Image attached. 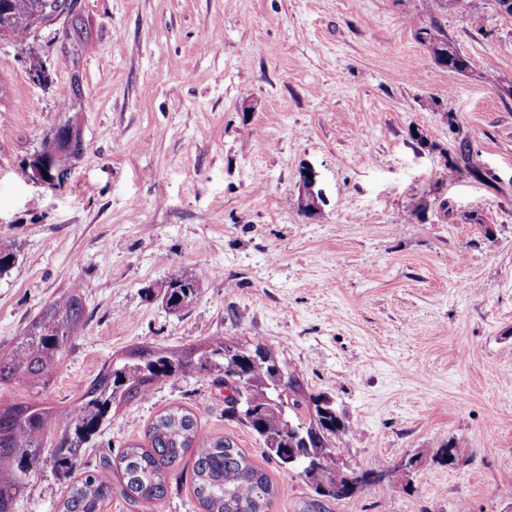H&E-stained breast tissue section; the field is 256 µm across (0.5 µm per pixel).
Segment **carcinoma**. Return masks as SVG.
I'll list each match as a JSON object with an SVG mask.
<instances>
[{
  "label": "carcinoma",
  "instance_id": "carcinoma-1",
  "mask_svg": "<svg viewBox=\"0 0 512 512\" xmlns=\"http://www.w3.org/2000/svg\"><path fill=\"white\" fill-rule=\"evenodd\" d=\"M474 0H428L439 9L448 7L471 14ZM73 0H0V37L17 40L59 9L74 11ZM417 38L424 43L433 62L448 71L469 75L475 72L472 61L462 54L448 32L431 19ZM82 152L77 133L60 132L58 138L44 146L38 162L46 176L66 173L71 160ZM16 261L15 243L0 239V275ZM163 300L171 309L188 306L196 297L198 282L188 276L172 279ZM84 317L82 288L77 286L52 301L23 332L12 351L0 355V384H18L31 379H48L58 368ZM230 345L216 340L198 358L191 354L176 356L158 347L144 346L130 357L113 360L92 381L82 401L69 408H56L43 400L13 402L0 399V512H15L17 498L24 491L29 463L42 448V436L49 424L62 428L61 440L54 448L55 466L74 469L81 466L78 448L93 435L112 406L145 399L151 388L167 379L190 373L214 371L236 381L243 404L229 406L224 413L236 418L263 440L266 453L282 466L291 469L288 455L297 449L314 453L317 466L298 468V476L313 489L317 502L328 494L322 482L340 484L347 489L366 475L360 463L349 459L341 471L334 470L335 456L341 448L348 427L336 414L335 406L323 396H312L315 416L309 424L293 419L286 410L301 406L302 385L298 377L286 374L280 382L279 362L261 343L237 347L232 356L224 354ZM469 449L460 440H450L439 448L438 459L454 463ZM194 461L190 474L192 493L205 512H270L275 491L267 473L254 465L230 440L205 433L189 410L170 408L151 422L145 443H132L117 459L105 457L83 471L68 487L58 512H105L112 497L120 495L144 512L167 494L168 480L186 454Z\"/></svg>",
  "mask_w": 512,
  "mask_h": 512
}]
</instances>
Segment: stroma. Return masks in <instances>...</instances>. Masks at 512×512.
<instances>
[{"label":"stroma","instance_id":"1","mask_svg":"<svg viewBox=\"0 0 512 512\" xmlns=\"http://www.w3.org/2000/svg\"><path fill=\"white\" fill-rule=\"evenodd\" d=\"M70 19L0 39V350L79 286L85 312L47 384L0 397L77 403L113 358L221 337L262 343L329 397L350 431L337 463L390 471L325 512H512V16L475 0L441 22L476 75L417 39L425 0H77ZM38 56L47 79L31 80ZM80 82L81 103L71 86ZM84 151L63 184L29 168L62 124ZM468 155L469 171L448 165ZM322 192L299 208V171ZM195 278L188 307L162 303ZM191 410L270 477L271 512L313 496L224 414L214 373L108 415L79 455L117 456L163 411ZM470 453L437 460L448 440ZM66 470L34 463L15 512H57ZM174 286L164 294L163 300L171 309H179L188 306L196 297L199 288L198 282L188 276H179L171 279Z\"/></svg>","mask_w":512,"mask_h":512}]
</instances>
